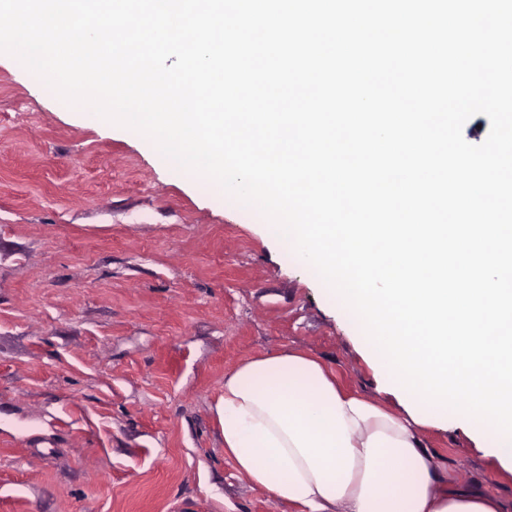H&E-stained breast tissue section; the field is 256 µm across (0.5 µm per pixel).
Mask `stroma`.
<instances>
[{
	"label": "stroma",
	"mask_w": 512,
	"mask_h": 512,
	"mask_svg": "<svg viewBox=\"0 0 512 512\" xmlns=\"http://www.w3.org/2000/svg\"><path fill=\"white\" fill-rule=\"evenodd\" d=\"M355 334L246 210L0 54V512H294L225 456L224 376L302 350L404 414ZM422 435L512 496L465 428Z\"/></svg>",
	"instance_id": "stroma-1"
}]
</instances>
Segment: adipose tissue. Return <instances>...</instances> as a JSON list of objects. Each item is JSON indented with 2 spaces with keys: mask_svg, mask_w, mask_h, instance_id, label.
I'll return each instance as SVG.
<instances>
[{
  "mask_svg": "<svg viewBox=\"0 0 512 512\" xmlns=\"http://www.w3.org/2000/svg\"><path fill=\"white\" fill-rule=\"evenodd\" d=\"M408 401L406 416L395 415L344 391L314 356L288 351L226 374L215 414L237 470L301 512H512V500L489 485L442 480L417 429L465 426L512 470L503 436L417 395Z\"/></svg>",
  "mask_w": 512,
  "mask_h": 512,
  "instance_id": "ef3b65f1",
  "label": "adipose tissue"
}]
</instances>
